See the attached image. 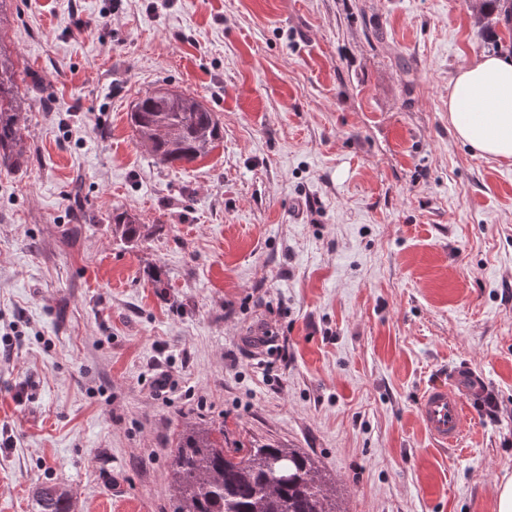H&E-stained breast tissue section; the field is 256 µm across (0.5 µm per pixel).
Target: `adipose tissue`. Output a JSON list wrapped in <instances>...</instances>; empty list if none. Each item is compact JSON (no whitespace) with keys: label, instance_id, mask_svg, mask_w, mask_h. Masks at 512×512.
<instances>
[{"label":"adipose tissue","instance_id":"adipose-tissue-1","mask_svg":"<svg viewBox=\"0 0 512 512\" xmlns=\"http://www.w3.org/2000/svg\"><path fill=\"white\" fill-rule=\"evenodd\" d=\"M448 116L474 152L512 158V57L491 53L462 66L448 93Z\"/></svg>","mask_w":512,"mask_h":512}]
</instances>
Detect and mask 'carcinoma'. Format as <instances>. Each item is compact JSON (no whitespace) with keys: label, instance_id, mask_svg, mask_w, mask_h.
Instances as JSON below:
<instances>
[{"label":"carcinoma","instance_id":"cac0c4a2","mask_svg":"<svg viewBox=\"0 0 512 512\" xmlns=\"http://www.w3.org/2000/svg\"><path fill=\"white\" fill-rule=\"evenodd\" d=\"M489 11L481 34L494 33L492 16H512V0H487ZM25 96L18 86L13 54L0 43V163L18 167L25 152ZM139 142L159 163H191L209 153L220 139L215 113L194 95L158 88L146 93L130 112ZM115 232L128 242L141 236L139 218L127 212L112 215ZM282 458L288 479L271 480L267 463ZM177 502L175 512H340L319 466L295 448L224 447V428L186 424L168 469ZM35 512H73L69 494L44 486L35 499Z\"/></svg>","mask_w":512,"mask_h":512}]
</instances>
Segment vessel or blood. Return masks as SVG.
Returning <instances> with one entry per match:
<instances>
[{
    "instance_id": "vessel-or-blood-1",
    "label": "vessel or blood",
    "mask_w": 512,
    "mask_h": 512,
    "mask_svg": "<svg viewBox=\"0 0 512 512\" xmlns=\"http://www.w3.org/2000/svg\"><path fill=\"white\" fill-rule=\"evenodd\" d=\"M472 379L471 372H461L451 383L429 387L419 401V418L439 446L455 448L464 439L466 422L473 409Z\"/></svg>"
}]
</instances>
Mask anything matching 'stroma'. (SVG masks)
<instances>
[{"label":"stroma","mask_w":512,"mask_h":512,"mask_svg":"<svg viewBox=\"0 0 512 512\" xmlns=\"http://www.w3.org/2000/svg\"><path fill=\"white\" fill-rule=\"evenodd\" d=\"M471 2L9 0L30 108L26 162L0 167V512L47 485L174 512L187 421L300 449L342 512H497L512 160L458 139L448 90L512 52V21L480 36ZM165 83L221 127L188 164L129 124ZM467 366L498 409L442 448L417 404ZM112 223L115 226V232L120 233L127 242L137 241L141 236V224L136 215L124 211L113 213Z\"/></svg>","instance_id":"1"}]
</instances>
